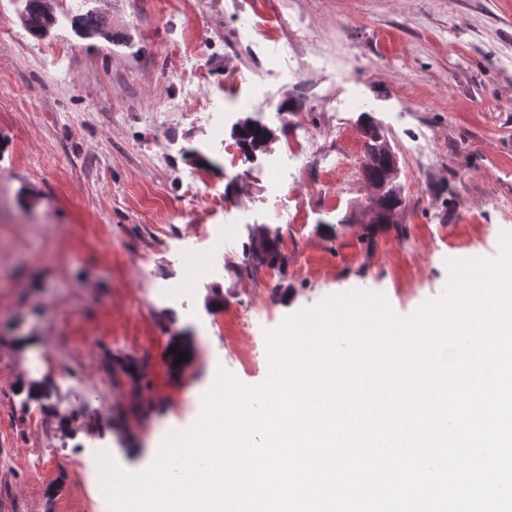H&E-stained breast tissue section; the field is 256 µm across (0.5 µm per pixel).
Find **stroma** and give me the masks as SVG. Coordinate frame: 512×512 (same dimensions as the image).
<instances>
[{"label":"stroma","mask_w":512,"mask_h":512,"mask_svg":"<svg viewBox=\"0 0 512 512\" xmlns=\"http://www.w3.org/2000/svg\"><path fill=\"white\" fill-rule=\"evenodd\" d=\"M50 5L37 37L22 0H0L10 512H109L100 450L126 448L118 468L138 472L155 436L197 420L207 360L259 385L265 333L286 317L354 290L410 315L443 294L448 260L495 258L512 231V0H88L104 18L92 35L71 0ZM258 9L280 25L247 30ZM367 115L398 161L390 224L367 208ZM247 117L275 133L251 159L233 134ZM287 120L320 159L287 162ZM423 138L416 187L408 148ZM261 231L284 269L241 274ZM175 334L193 350L178 370ZM109 356L146 361L147 383L100 386ZM33 382L50 393L35 420Z\"/></svg>","instance_id":"obj_1"}]
</instances>
